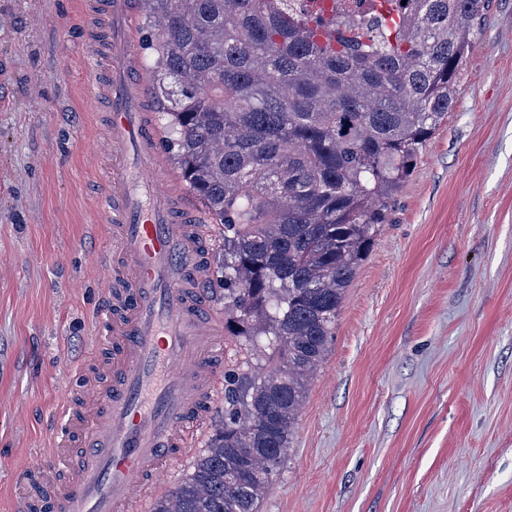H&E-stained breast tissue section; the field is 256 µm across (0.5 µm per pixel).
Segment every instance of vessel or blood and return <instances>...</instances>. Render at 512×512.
<instances>
[{
	"mask_svg": "<svg viewBox=\"0 0 512 512\" xmlns=\"http://www.w3.org/2000/svg\"><path fill=\"white\" fill-rule=\"evenodd\" d=\"M135 0H109V136L117 161L100 209L113 222L115 288L95 339L112 356L81 366L85 389L54 425L51 445L70 459L66 478L42 477L21 512H138L156 477L200 432L224 348L216 315H204L207 278L199 217L158 166L159 135L142 104Z\"/></svg>",
	"mask_w": 512,
	"mask_h": 512,
	"instance_id": "1",
	"label": "vessel or blood"
}]
</instances>
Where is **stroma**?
<instances>
[{"instance_id": "obj_1", "label": "stroma", "mask_w": 512, "mask_h": 512, "mask_svg": "<svg viewBox=\"0 0 512 512\" xmlns=\"http://www.w3.org/2000/svg\"><path fill=\"white\" fill-rule=\"evenodd\" d=\"M101 0H0V512L113 288ZM224 421L156 484L191 470ZM260 512H512V0L353 278Z\"/></svg>"}]
</instances>
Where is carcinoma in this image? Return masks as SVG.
<instances>
[{"mask_svg": "<svg viewBox=\"0 0 512 512\" xmlns=\"http://www.w3.org/2000/svg\"><path fill=\"white\" fill-rule=\"evenodd\" d=\"M149 0L164 150L224 226V424L151 512H259L347 288L452 109L491 0Z\"/></svg>", "mask_w": 512, "mask_h": 512, "instance_id": "cac0c4a2", "label": "carcinoma"}]
</instances>
